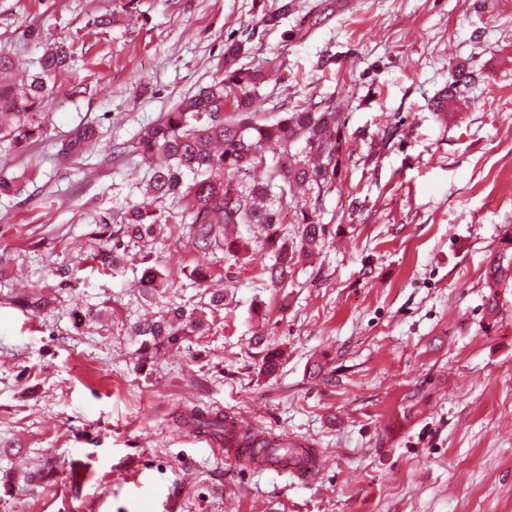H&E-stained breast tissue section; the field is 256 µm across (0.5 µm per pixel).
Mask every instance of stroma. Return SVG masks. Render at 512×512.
Listing matches in <instances>:
<instances>
[{
    "label": "stroma",
    "instance_id": "obj_1",
    "mask_svg": "<svg viewBox=\"0 0 512 512\" xmlns=\"http://www.w3.org/2000/svg\"><path fill=\"white\" fill-rule=\"evenodd\" d=\"M282 1L0 0V48L32 71L67 43L83 89L50 96L26 150L0 149L22 189L0 194V512H512V288L485 285L512 228V0H286L261 26ZM228 40L269 74L266 117L323 101L345 122L321 247L274 287L262 225L237 226V261L166 224L103 269L102 218L146 195L140 128L211 82ZM460 70L462 102L436 117ZM86 122L99 143L61 158ZM146 250L167 274L149 296ZM37 285L58 302L33 314ZM178 306L207 333L141 362L133 326ZM194 406L313 443L324 469H246L182 425Z\"/></svg>",
    "mask_w": 512,
    "mask_h": 512
}]
</instances>
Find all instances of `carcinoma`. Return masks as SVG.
Instances as JSON below:
<instances>
[{
	"label": "carcinoma",
	"instance_id": "carcinoma-1",
	"mask_svg": "<svg viewBox=\"0 0 512 512\" xmlns=\"http://www.w3.org/2000/svg\"><path fill=\"white\" fill-rule=\"evenodd\" d=\"M247 52L243 41L225 43L224 74L183 98L161 122L141 128L136 150L152 165L150 193L157 202L175 199L181 208H128L117 234L108 235L98 246L97 260L102 267L113 269L115 250L152 235L157 225L184 224L188 217L195 225V246L205 255L219 243L230 256L241 253L238 239L224 235V225H265V244L275 257L274 263L265 267V273L274 285L285 282L298 256L318 249L326 226L319 222L317 202L332 188L346 159L345 124L336 106L315 102L272 123L264 121L255 106V96L265 82V72L239 65ZM71 61L66 43L50 45L41 56L38 69L18 89L8 78L18 69L19 59L0 48L1 145L22 150L42 134L46 100L58 75L69 68ZM98 140L96 126L84 125L63 145L62 153L77 154ZM267 142L282 146L269 180L253 185L236 181L239 172L266 163ZM298 187L305 189L308 197L295 207L300 235L290 239L278 232L274 202L288 199ZM503 244L489 269L488 288H498L512 280V234H505ZM163 280L164 273L156 262H143L138 283L145 294H151ZM203 329V317L179 309L168 317L137 323L133 334L141 338L138 351L143 360L150 351L175 346L181 337ZM227 418L220 409L193 407L182 415L181 421L192 431L207 433L222 444Z\"/></svg>",
	"mask_w": 512,
	"mask_h": 512
}]
</instances>
